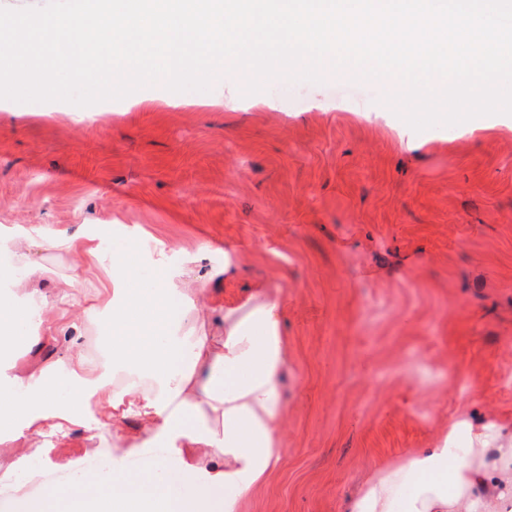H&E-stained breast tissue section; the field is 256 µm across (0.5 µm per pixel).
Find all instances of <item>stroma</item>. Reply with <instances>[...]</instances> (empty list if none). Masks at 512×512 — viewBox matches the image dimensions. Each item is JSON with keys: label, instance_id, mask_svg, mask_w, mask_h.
Segmentation results:
<instances>
[{"label": "stroma", "instance_id": "35a3bbf8", "mask_svg": "<svg viewBox=\"0 0 512 512\" xmlns=\"http://www.w3.org/2000/svg\"><path fill=\"white\" fill-rule=\"evenodd\" d=\"M385 84L280 80L235 111L215 91L137 90L141 107L0 108V264L44 231L135 236L146 263L239 248L218 302L288 287L286 459L243 512H346L374 467L426 447L461 401L512 413V130L401 143ZM0 460V512L118 456L83 427Z\"/></svg>", "mask_w": 512, "mask_h": 512}]
</instances>
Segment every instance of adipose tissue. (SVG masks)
I'll return each mask as SVG.
<instances>
[{
    "label": "adipose tissue",
    "mask_w": 512,
    "mask_h": 512,
    "mask_svg": "<svg viewBox=\"0 0 512 512\" xmlns=\"http://www.w3.org/2000/svg\"><path fill=\"white\" fill-rule=\"evenodd\" d=\"M100 263L93 238L68 231L11 254L1 276L30 284L44 252ZM208 249L188 267L145 265L135 241L115 244L107 278L93 288L106 319L93 317L74 293L78 274L61 278L37 303L0 296V347L31 352L44 343L61 353L0 381V452L32 435L63 434L90 410L105 413L113 449L140 460L137 477H74L68 492L46 489L20 499L15 512H241L247 497L282 463L288 404L285 311L288 292L277 280L254 283L241 298L212 303L219 277L240 266L235 248L224 265H208ZM70 307L54 314L56 303ZM106 334L104 350L87 347L89 332ZM136 420L138 436L125 427ZM346 512H512V423L476 415L462 402L428 448L378 466Z\"/></svg>",
    "instance_id": "adipose-tissue-1"
}]
</instances>
